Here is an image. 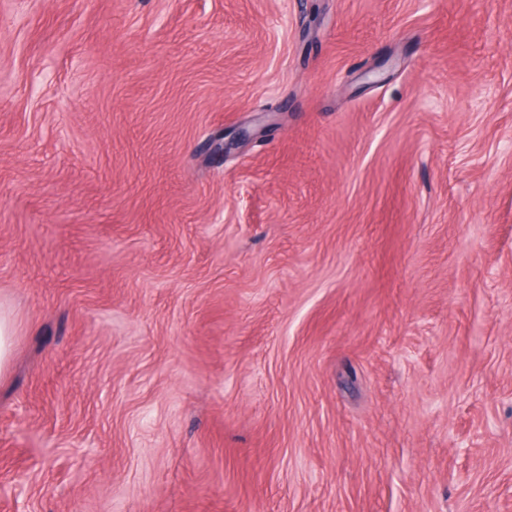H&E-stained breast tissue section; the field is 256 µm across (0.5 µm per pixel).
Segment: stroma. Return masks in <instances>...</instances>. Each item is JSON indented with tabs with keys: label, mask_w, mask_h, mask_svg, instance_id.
<instances>
[{
	"label": "stroma",
	"mask_w": 512,
	"mask_h": 512,
	"mask_svg": "<svg viewBox=\"0 0 512 512\" xmlns=\"http://www.w3.org/2000/svg\"><path fill=\"white\" fill-rule=\"evenodd\" d=\"M0 308V512H512V0H0ZM14 333V322L5 317L0 310V374L9 363Z\"/></svg>",
	"instance_id": "stroma-1"
}]
</instances>
